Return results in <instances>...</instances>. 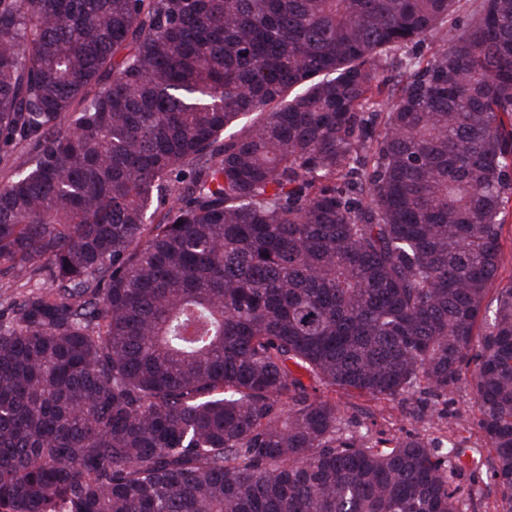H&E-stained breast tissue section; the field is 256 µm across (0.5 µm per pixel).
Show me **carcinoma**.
<instances>
[{
    "label": "carcinoma",
    "instance_id": "1",
    "mask_svg": "<svg viewBox=\"0 0 512 512\" xmlns=\"http://www.w3.org/2000/svg\"><path fill=\"white\" fill-rule=\"evenodd\" d=\"M474 3L0 0V512H464V370L512 512V0ZM510 282H512V213L505 217L501 265L497 280L491 288H502ZM334 396L344 419L347 422L349 421L350 425V417L355 416V418L357 417L362 419L360 411H358L357 408H353L354 404L360 407L367 408L368 406H371L372 409H377V425L374 428L378 430H385L387 433L399 435L401 432H405L413 428H419L421 426V424L417 423L413 417L417 406V396L409 397L399 403L382 401L378 407L374 406L371 402H364L361 399L349 398L341 392H336V395Z\"/></svg>",
    "mask_w": 512,
    "mask_h": 512
}]
</instances>
